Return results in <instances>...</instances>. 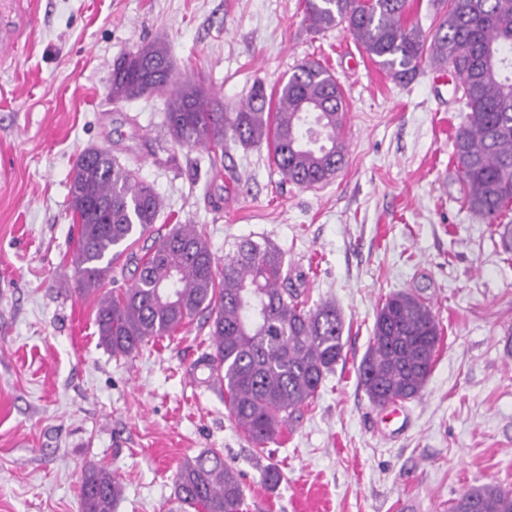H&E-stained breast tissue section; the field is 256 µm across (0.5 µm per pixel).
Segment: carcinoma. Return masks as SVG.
I'll return each mask as SVG.
<instances>
[{
    "label": "carcinoma",
    "instance_id": "carcinoma-1",
    "mask_svg": "<svg viewBox=\"0 0 512 512\" xmlns=\"http://www.w3.org/2000/svg\"><path fill=\"white\" fill-rule=\"evenodd\" d=\"M429 31L406 25L408 0H304L308 29L345 26L366 53L401 83L424 66H451L463 112L452 142L462 203L492 225L512 204V0H434ZM163 40L117 60L110 95L121 102L143 95L165 99L164 123L182 148L203 145L211 164L232 145L266 143L282 180L310 188L345 164L348 112L333 74L306 61L273 88L253 84L239 107L211 97L204 82L177 80ZM78 224L74 263L82 291L95 296L101 343L129 356L207 312L213 368L224 372V402L232 424L257 451L276 439L309 406L343 356L344 321L331 302L306 305L285 269L283 252L250 238L238 241L219 268L206 233L182 224L153 237L163 199L107 149L77 158L69 188ZM153 238L131 254L133 281L99 293L133 237ZM441 339L439 322L408 292L389 295L375 316L357 379L369 402L383 408L416 400L427 386ZM178 500L195 512H242L244 489L218 450L187 459L176 475ZM122 488L103 466L88 468L82 512H115ZM450 512H512V489L488 483L462 493Z\"/></svg>",
    "mask_w": 512,
    "mask_h": 512
}]
</instances>
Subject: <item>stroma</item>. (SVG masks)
<instances>
[{"mask_svg":"<svg viewBox=\"0 0 512 512\" xmlns=\"http://www.w3.org/2000/svg\"><path fill=\"white\" fill-rule=\"evenodd\" d=\"M158 39L177 75H202L229 107L320 61L348 106L344 169L299 188L266 145L213 163L171 141L161 99L113 103L114 62ZM456 82L429 69L393 80L347 30L309 32L303 0H37L0 66V512H81L94 464L123 487L116 512H181L176 473L209 448L239 472L245 512H448L471 487L512 488V258L499 230L512 206L494 227L459 201ZM91 146L164 199L156 233L201 225L219 260L240 239L271 241L305 274L309 306L341 311L342 360L264 452L228 418L203 316L127 357L100 344L69 207ZM398 291L443 330L400 427L357 383L376 309Z\"/></svg>","mask_w":512,"mask_h":512,"instance_id":"35a3bbf8","label":"stroma"}]
</instances>
